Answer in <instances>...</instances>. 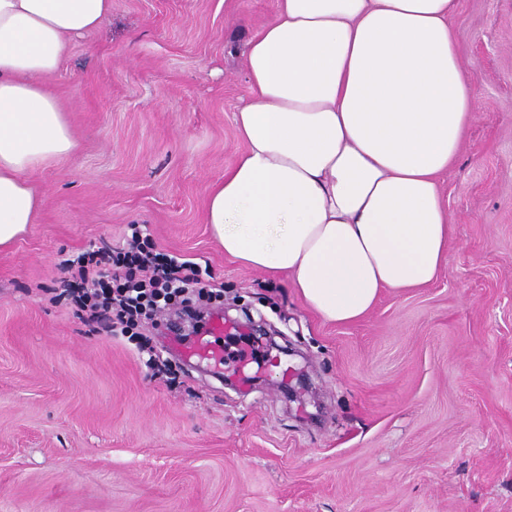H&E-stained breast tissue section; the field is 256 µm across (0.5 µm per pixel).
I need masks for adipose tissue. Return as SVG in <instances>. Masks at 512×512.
Masks as SVG:
<instances>
[{
  "label": "adipose tissue",
  "mask_w": 512,
  "mask_h": 512,
  "mask_svg": "<svg viewBox=\"0 0 512 512\" xmlns=\"http://www.w3.org/2000/svg\"><path fill=\"white\" fill-rule=\"evenodd\" d=\"M458 0H277L248 41L244 151L204 221L240 264L290 277L324 322L383 289L436 279L451 223L439 177L478 108L454 36ZM112 0H0V249L44 203L35 182L78 147L46 80Z\"/></svg>",
  "instance_id": "1"
}]
</instances>
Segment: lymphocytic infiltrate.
Returning <instances> with one entry per match:
<instances>
[{
    "label": "lymphocytic infiltrate",
    "instance_id": "f902f5d3",
    "mask_svg": "<svg viewBox=\"0 0 512 512\" xmlns=\"http://www.w3.org/2000/svg\"><path fill=\"white\" fill-rule=\"evenodd\" d=\"M126 247L88 251L62 260L75 282L71 291L90 317L112 314L113 335H126L136 321L153 320L172 302L188 304L212 295L197 263L156 251L139 225H131Z\"/></svg>",
    "mask_w": 512,
    "mask_h": 512
}]
</instances>
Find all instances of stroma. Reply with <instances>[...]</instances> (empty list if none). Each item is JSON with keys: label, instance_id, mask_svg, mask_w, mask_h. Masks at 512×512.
Wrapping results in <instances>:
<instances>
[{"label": "stroma", "instance_id": "35a3bbf8", "mask_svg": "<svg viewBox=\"0 0 512 512\" xmlns=\"http://www.w3.org/2000/svg\"><path fill=\"white\" fill-rule=\"evenodd\" d=\"M276 0H112L49 79L79 140L0 250V512H512V0H459L478 110L441 189L448 263L324 323L288 277L227 256L203 222L243 151L239 54ZM147 225L208 264L247 390L151 333L155 375L62 292V258Z\"/></svg>", "mask_w": 512, "mask_h": 512}]
</instances>
